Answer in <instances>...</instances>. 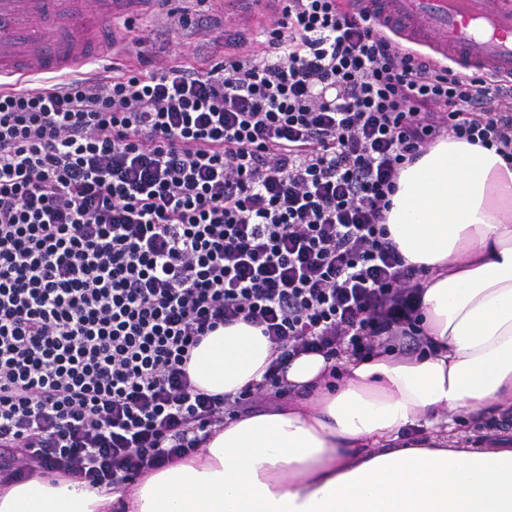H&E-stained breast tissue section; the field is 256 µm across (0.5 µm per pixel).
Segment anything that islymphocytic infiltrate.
I'll return each instance as SVG.
<instances>
[{
	"label": "lymphocytic infiltrate",
	"mask_w": 512,
	"mask_h": 512,
	"mask_svg": "<svg viewBox=\"0 0 512 512\" xmlns=\"http://www.w3.org/2000/svg\"><path fill=\"white\" fill-rule=\"evenodd\" d=\"M264 56L0 88V480L120 489L196 453L302 354L419 346L428 270L385 213L441 138L512 160V80L400 48L339 0H281ZM239 321L279 356L194 387ZM277 354L260 328L240 322L205 336L192 352L188 372L205 392L234 397L247 384L262 381Z\"/></svg>",
	"instance_id": "f902f5d3"
}]
</instances>
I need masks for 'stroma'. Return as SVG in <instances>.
I'll use <instances>...</instances> for the list:
<instances>
[{"label":"stroma","instance_id":"35a3bbf8","mask_svg":"<svg viewBox=\"0 0 512 512\" xmlns=\"http://www.w3.org/2000/svg\"><path fill=\"white\" fill-rule=\"evenodd\" d=\"M195 8L194 0H171L168 9H161L154 4L139 14L112 22L110 28L115 33L112 55L116 59L117 67L137 66L146 60L149 61L151 68H165L172 65L175 60L192 57L198 46L223 36L227 31L237 35L232 47L233 53L253 57L261 51L256 40L258 32L261 27L270 25L278 15L277 5L266 0L265 4L252 5L240 15L228 18L224 15V0H214L210 12L211 23L189 31L178 24L175 14L185 9L192 11ZM163 28L169 31L168 42L138 44V37Z\"/></svg>","mask_w":512,"mask_h":512}]
</instances>
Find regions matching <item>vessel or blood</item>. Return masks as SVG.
<instances>
[{"label":"vessel or blood","instance_id":"vessel-or-blood-1","mask_svg":"<svg viewBox=\"0 0 512 512\" xmlns=\"http://www.w3.org/2000/svg\"><path fill=\"white\" fill-rule=\"evenodd\" d=\"M144 0H0V84L104 59L100 34ZM460 72L512 75V0H344Z\"/></svg>","mask_w":512,"mask_h":512}]
</instances>
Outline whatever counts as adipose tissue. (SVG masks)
Here are the masks:
<instances>
[{
  "instance_id": "adipose-tissue-1",
  "label": "adipose tissue",
  "mask_w": 512,
  "mask_h": 512,
  "mask_svg": "<svg viewBox=\"0 0 512 512\" xmlns=\"http://www.w3.org/2000/svg\"><path fill=\"white\" fill-rule=\"evenodd\" d=\"M397 185L386 225L407 263L429 270L428 351L300 356L284 373L293 399L214 426L202 452L120 491L39 476L0 485V512H512V444L449 428L512 410V161L450 137ZM275 357L240 322L205 336L188 372L233 396Z\"/></svg>"
}]
</instances>
